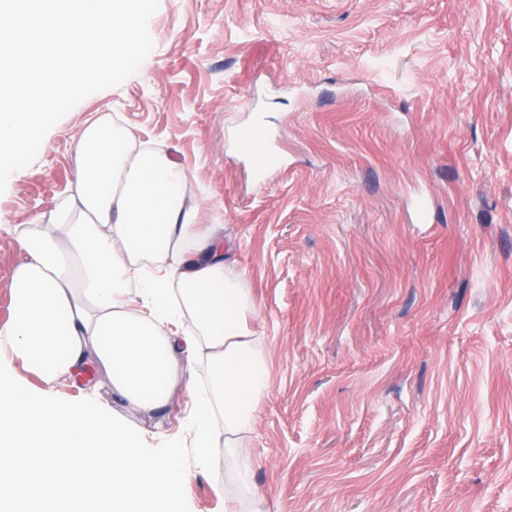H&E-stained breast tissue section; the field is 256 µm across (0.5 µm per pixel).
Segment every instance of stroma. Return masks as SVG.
Segmentation results:
<instances>
[{"mask_svg":"<svg viewBox=\"0 0 512 512\" xmlns=\"http://www.w3.org/2000/svg\"><path fill=\"white\" fill-rule=\"evenodd\" d=\"M139 71L87 97L0 195V327L36 231L75 183V143L110 117L188 172L224 227L271 365L248 487L209 379L169 409L102 384L99 410L181 450L185 512H512V0H160ZM259 124L274 163L237 150Z\"/></svg>","mask_w":512,"mask_h":512,"instance_id":"1","label":"stroma"}]
</instances>
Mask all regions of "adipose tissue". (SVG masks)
Listing matches in <instances>:
<instances>
[{"label":"adipose tissue","mask_w":512,"mask_h":512,"mask_svg":"<svg viewBox=\"0 0 512 512\" xmlns=\"http://www.w3.org/2000/svg\"><path fill=\"white\" fill-rule=\"evenodd\" d=\"M75 152L71 195L43 230L18 235L26 257L0 363L21 360L46 386L0 382V512H183L178 449L103 418L96 380L81 405L60 403L53 385L86 377L91 361L112 392L151 412L170 407L204 359L214 385L194 407L196 455L211 452L219 408L225 448L249 447L271 383L249 326L252 290L224 258L223 225L199 230L178 161L106 118L79 132Z\"/></svg>","instance_id":"adipose-tissue-1"}]
</instances>
